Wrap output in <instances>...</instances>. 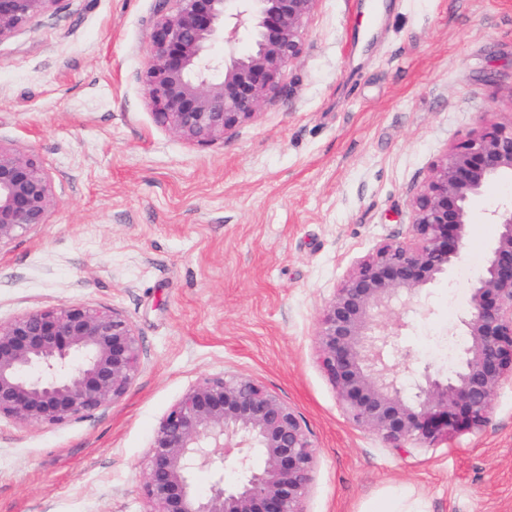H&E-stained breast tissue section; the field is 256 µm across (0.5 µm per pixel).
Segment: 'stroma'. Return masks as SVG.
Returning a JSON list of instances; mask_svg holds the SVG:
<instances>
[{
  "label": "stroma",
  "instance_id": "stroma-1",
  "mask_svg": "<svg viewBox=\"0 0 512 512\" xmlns=\"http://www.w3.org/2000/svg\"><path fill=\"white\" fill-rule=\"evenodd\" d=\"M318 0L298 62L248 123L201 145L156 122L140 79L159 0H55L0 41V145L59 200L0 244V323L78 301L127 317L141 365L109 407L60 425L0 419V512H151L155 429L206 377L254 380L303 418V512H362L391 488L426 512H512V385L480 431L388 448L344 413L319 316L345 276L405 240L447 150L512 120V0ZM474 204L462 260L400 344L448 371L449 337L498 227Z\"/></svg>",
  "mask_w": 512,
  "mask_h": 512
}]
</instances>
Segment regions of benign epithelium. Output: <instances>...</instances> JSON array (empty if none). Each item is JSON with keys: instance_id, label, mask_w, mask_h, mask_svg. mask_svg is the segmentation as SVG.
I'll use <instances>...</instances> for the list:
<instances>
[{"instance_id": "benign-epithelium-1", "label": "benign epithelium", "mask_w": 512, "mask_h": 512, "mask_svg": "<svg viewBox=\"0 0 512 512\" xmlns=\"http://www.w3.org/2000/svg\"><path fill=\"white\" fill-rule=\"evenodd\" d=\"M56 0H0V40ZM318 0H161L149 36L142 84L158 123L207 144L251 120L301 56ZM247 33L251 46L236 45ZM224 42L217 60L210 46ZM512 179V121L481 126L440 156L410 201L406 240L384 244L341 283L316 332L320 364L347 418L402 450L451 428L484 426L497 392L512 384V200L487 212L499 226L469 308L457 329L465 345L455 369L426 364L414 382L394 357L402 322L384 316L400 303L428 309L423 291L462 259L473 203L495 181ZM59 204L40 161L0 146V244L46 223ZM141 348L132 323L115 311L72 302L0 323V418L63 424L121 399ZM261 466H254V458ZM316 451L300 415L255 381L207 377L190 388L156 429L143 474L154 512H303ZM241 474L224 483V469ZM211 473L209 492L193 476Z\"/></svg>"}]
</instances>
